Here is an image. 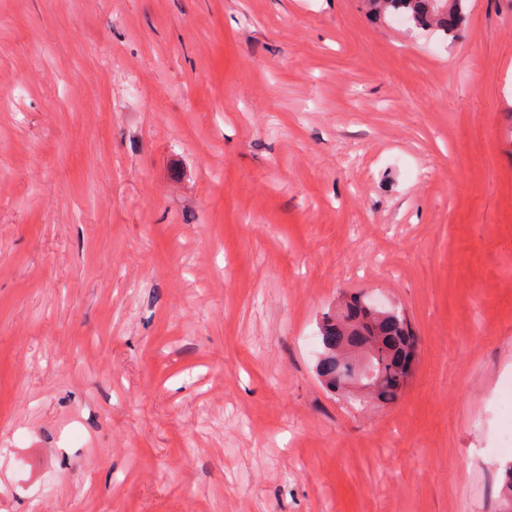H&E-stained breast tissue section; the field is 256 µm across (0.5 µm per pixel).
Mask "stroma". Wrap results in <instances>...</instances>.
Returning a JSON list of instances; mask_svg holds the SVG:
<instances>
[{"instance_id":"obj_1","label":"stroma","mask_w":512,"mask_h":512,"mask_svg":"<svg viewBox=\"0 0 512 512\" xmlns=\"http://www.w3.org/2000/svg\"><path fill=\"white\" fill-rule=\"evenodd\" d=\"M0 0V512H505L512 0ZM403 311L392 403L315 365ZM366 0L368 14L378 20L397 16L413 28L441 32L456 37L466 21L467 0ZM448 4L447 11L440 6ZM347 338L349 350H344ZM322 352L316 374L331 391L355 383L357 355L366 354L374 386L373 399L394 401L406 385L413 363L408 360L415 349L414 339L402 311L375 309L365 296L345 302L321 327Z\"/></svg>"}]
</instances>
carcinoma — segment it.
Wrapping results in <instances>:
<instances>
[{
    "instance_id": "obj_1",
    "label": "carcinoma",
    "mask_w": 512,
    "mask_h": 512,
    "mask_svg": "<svg viewBox=\"0 0 512 512\" xmlns=\"http://www.w3.org/2000/svg\"><path fill=\"white\" fill-rule=\"evenodd\" d=\"M467 0H366L368 14L378 20L397 16L416 29L455 37L466 21ZM322 352L316 374L331 391L354 382L357 355L366 354L374 399L394 401L406 385L414 339L402 311L375 309L365 296L344 303L321 327Z\"/></svg>"
}]
</instances>
